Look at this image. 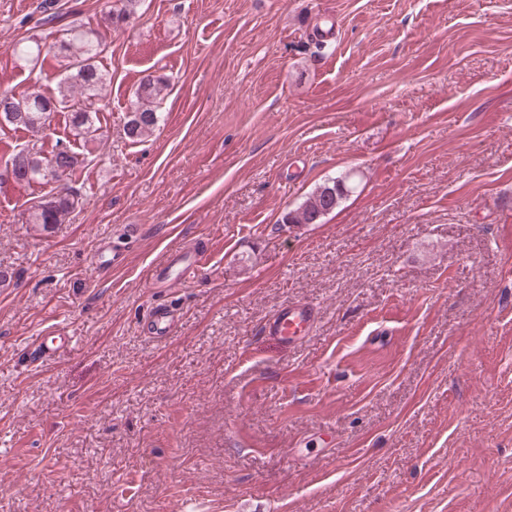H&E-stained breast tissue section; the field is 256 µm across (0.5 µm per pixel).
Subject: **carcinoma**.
Masks as SVG:
<instances>
[{"mask_svg": "<svg viewBox=\"0 0 512 512\" xmlns=\"http://www.w3.org/2000/svg\"><path fill=\"white\" fill-rule=\"evenodd\" d=\"M140 0H120L121 7L112 10L110 19L118 26L133 16ZM105 43L99 34L83 25L66 29V37L58 47L57 57L64 62V74L55 89L32 92L21 98L8 91H0V101L10 99L14 109L0 112V119L7 125L27 131H38L48 124L54 113L67 112L75 135L88 141L97 131V112L107 106L106 87L111 83L107 74L95 64L104 51ZM42 47L39 43L14 47L18 60L29 63L39 60ZM169 86V79L161 74L143 71L129 111L126 130L133 139L151 136L159 123L158 107ZM83 163L79 154L64 144H57L48 156L40 155L27 147L21 148L7 161L6 175L18 184L44 181L42 165H55L61 174H72ZM353 190L348 176L336 177L316 188L296 209L283 216L285 224H315L324 215L336 209ZM77 193L66 187L57 193L49 192L28 214L27 223L40 224L51 229L66 224L77 204Z\"/></svg>", "mask_w": 512, "mask_h": 512, "instance_id": "carcinoma-1", "label": "carcinoma"}]
</instances>
